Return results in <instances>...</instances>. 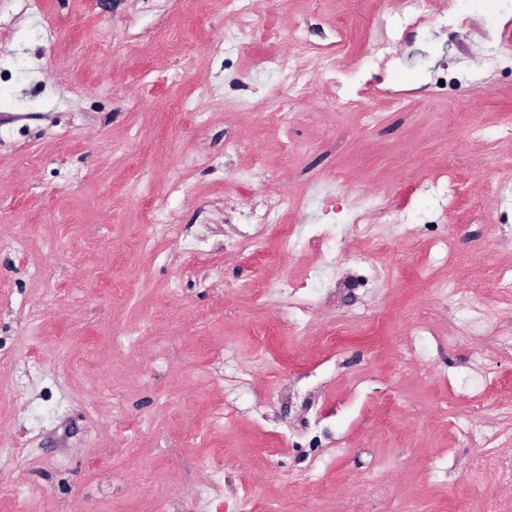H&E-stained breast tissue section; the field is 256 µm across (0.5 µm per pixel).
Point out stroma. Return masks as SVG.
Listing matches in <instances>:
<instances>
[{
    "label": "stroma",
    "instance_id": "35a3bbf8",
    "mask_svg": "<svg viewBox=\"0 0 512 512\" xmlns=\"http://www.w3.org/2000/svg\"><path fill=\"white\" fill-rule=\"evenodd\" d=\"M433 6L416 26L272 0L245 26L224 0H0V448L27 451L0 458L25 488L0 512H240L248 490L276 512H512V214L492 190L512 142L464 136L474 109L512 125V70L487 64L512 0ZM294 55L311 85L283 126L265 115ZM273 193L331 254L250 223ZM378 195L402 221L358 233ZM444 234L483 261L434 260ZM450 281L497 335L448 346ZM460 415L501 438L464 440ZM328 239L323 235H317L307 240H302L294 236L288 227V232L281 235V252H291L301 247L302 249H313L317 251H326L328 249Z\"/></svg>",
    "mask_w": 512,
    "mask_h": 512
}]
</instances>
